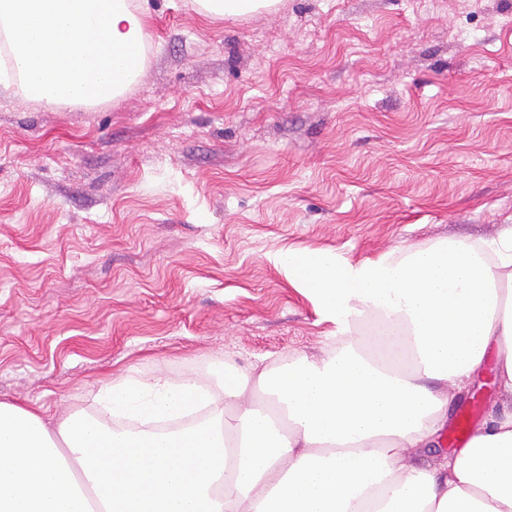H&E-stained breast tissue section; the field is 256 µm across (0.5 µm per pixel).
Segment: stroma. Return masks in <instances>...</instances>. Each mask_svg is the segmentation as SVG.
Masks as SVG:
<instances>
[{"mask_svg": "<svg viewBox=\"0 0 512 512\" xmlns=\"http://www.w3.org/2000/svg\"><path fill=\"white\" fill-rule=\"evenodd\" d=\"M140 81L48 109L0 85V401L99 417L103 382L321 358L273 260L356 264L512 226V0H150ZM482 375L448 428L508 399ZM280 0H196L198 10L205 16L235 19L271 7Z\"/></svg>", "mask_w": 512, "mask_h": 512, "instance_id": "1", "label": "stroma"}]
</instances>
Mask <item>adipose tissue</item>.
<instances>
[{"instance_id":"1","label":"adipose tissue","mask_w":512,"mask_h":512,"mask_svg":"<svg viewBox=\"0 0 512 512\" xmlns=\"http://www.w3.org/2000/svg\"><path fill=\"white\" fill-rule=\"evenodd\" d=\"M147 0H0L17 97L95 105L141 77ZM275 261L312 291L340 346L247 374L104 383L102 407L136 430L78 414L46 420L0 401V512H512V410L424 467L490 350L512 395V228L496 240L411 245L352 265L327 249ZM257 379L264 399L247 394Z\"/></svg>"}]
</instances>
